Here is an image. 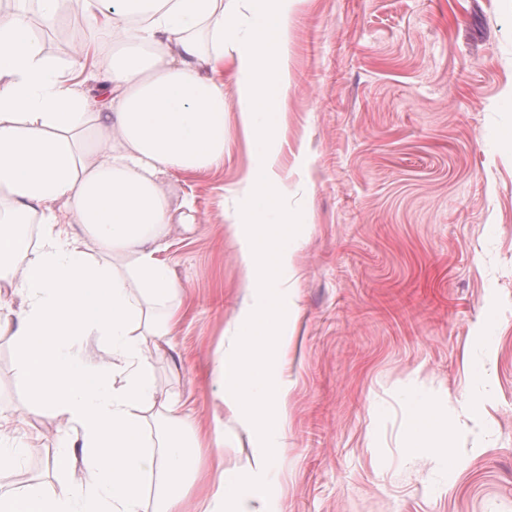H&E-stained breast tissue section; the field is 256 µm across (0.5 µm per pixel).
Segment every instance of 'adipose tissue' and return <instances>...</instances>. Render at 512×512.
Listing matches in <instances>:
<instances>
[{
  "mask_svg": "<svg viewBox=\"0 0 512 512\" xmlns=\"http://www.w3.org/2000/svg\"><path fill=\"white\" fill-rule=\"evenodd\" d=\"M46 17L73 9L111 26L110 101L93 106L46 55L26 11L0 17V338L33 403L59 425L57 480L0 493V512H275L269 470L288 455L293 340L277 293L294 262L293 225L269 223L283 183L278 154L260 155L245 188L259 202L237 227L250 286L209 376L207 426L163 394L153 358L183 316V287L160 257L177 216L173 174L224 166V58L234 52L245 142L288 139V53L297 0H38ZM250 28L227 43L230 18ZM38 221L36 241L21 227ZM96 247L99 258L88 249ZM105 345L103 366L83 351ZM404 443L433 468L458 470L457 426L478 421L467 392L447 407L407 404ZM253 438L247 465L224 461V428ZM157 448H148L149 425ZM201 485L194 510L186 483Z\"/></svg>",
  "mask_w": 512,
  "mask_h": 512,
  "instance_id": "ef3b65f1",
  "label": "adipose tissue"
}]
</instances>
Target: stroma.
Returning <instances> with one entry per match:
<instances>
[{
	"label": "stroma",
	"instance_id": "stroma-1",
	"mask_svg": "<svg viewBox=\"0 0 512 512\" xmlns=\"http://www.w3.org/2000/svg\"><path fill=\"white\" fill-rule=\"evenodd\" d=\"M94 53L91 95L113 46L84 15L56 22ZM288 184L269 222L289 217L300 241L283 280L295 344L287 464L269 478L278 512H512V0H302L292 15ZM224 167L176 174L163 259L186 293L172 346L155 357L159 389L207 423V372L249 279L236 226L256 200L241 189L258 152L239 130L232 59L224 61ZM485 424L464 469H430L404 446L406 404L455 398L471 364ZM13 348L0 338V410L28 414ZM382 411L373 419L372 407ZM29 416L25 458L0 488L55 479L58 426Z\"/></svg>",
	"mask_w": 512,
	"mask_h": 512
}]
</instances>
